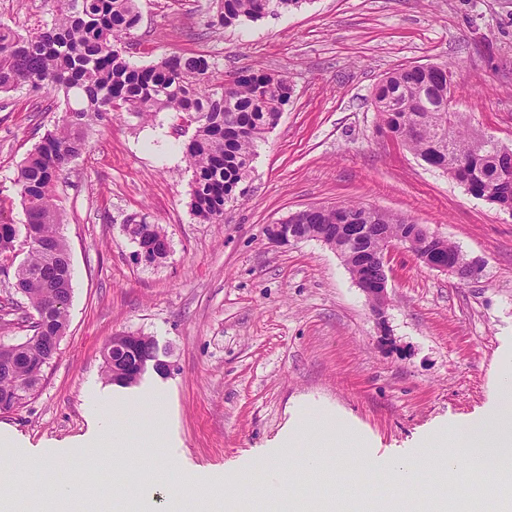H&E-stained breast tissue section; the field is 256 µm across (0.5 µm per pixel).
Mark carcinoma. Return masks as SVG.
Here are the masks:
<instances>
[{"instance_id": "obj_1", "label": "carcinoma", "mask_w": 512, "mask_h": 512, "mask_svg": "<svg viewBox=\"0 0 512 512\" xmlns=\"http://www.w3.org/2000/svg\"><path fill=\"white\" fill-rule=\"evenodd\" d=\"M53 22L37 36H23L0 24V94L26 87L63 94L64 109L20 166L15 185L26 217L23 227L0 224V255L15 251L21 229L39 246L14 268L16 291L37 315L32 336L0 343V412H10L36 391L43 373L36 367L55 357L65 334L72 275L68 246L59 231L56 182L63 169L87 149L93 126L111 112L147 119L174 112L194 119L183 154L192 170L189 208L200 223L219 224L224 204L235 199L249 175L257 140L276 124L292 95L288 79L274 73L240 75L230 92L213 79L214 66L196 53H174L137 67L127 59L128 38L140 22L136 0H49ZM302 0H217L210 26L300 7ZM401 68L375 86L372 104L384 129L416 157L439 169L481 198L493 190L512 206V181L499 172L512 168V148L494 137L480 138L463 112L448 111V71ZM311 236L336 239L359 271L370 251L408 236V218L360 203L343 211L310 210L289 220ZM138 250L152 261L166 258L165 233L156 224L126 221ZM340 224H358L355 240L336 237ZM124 347L127 358L112 359ZM146 337L117 334L103 350L105 382L130 387L140 380L136 362L149 356Z\"/></svg>"}]
</instances>
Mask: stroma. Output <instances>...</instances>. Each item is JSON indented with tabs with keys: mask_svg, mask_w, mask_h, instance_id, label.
I'll return each mask as SVG.
<instances>
[{
	"mask_svg": "<svg viewBox=\"0 0 512 512\" xmlns=\"http://www.w3.org/2000/svg\"><path fill=\"white\" fill-rule=\"evenodd\" d=\"M130 62L193 52L217 81L244 71L285 76L293 94L258 142L247 192L220 224L188 208L191 173L180 121L116 112L57 183L60 231L72 258L68 327L37 391L0 413V479L26 457L81 477L137 464L103 427L140 416L164 444L175 486L223 505L249 480L257 504L277 472L314 453L331 420L339 442L369 450L380 484L357 459L325 449L327 469L302 475L322 490L348 476V502L414 495L431 471L395 482L388 465L421 459L447 426L486 415L512 376V215L469 194L379 131L375 84L413 65L451 64L455 109L512 147V0H304L301 7L208 25L212 0H139ZM48 0H0V23L24 35L50 27ZM63 99L20 89L0 95V223L25 221L14 181L53 130ZM360 202L403 215L479 260L459 281L405 251L389 263L378 342L364 294L339 256L309 239L269 243L266 227L297 210ZM147 217L171 241L160 265L136 263L128 217ZM119 333L145 334L169 353L168 378L146 372L121 389L102 376V349Z\"/></svg>",
	"mask_w": 512,
	"mask_h": 512,
	"instance_id": "obj_1",
	"label": "stroma"
}]
</instances>
